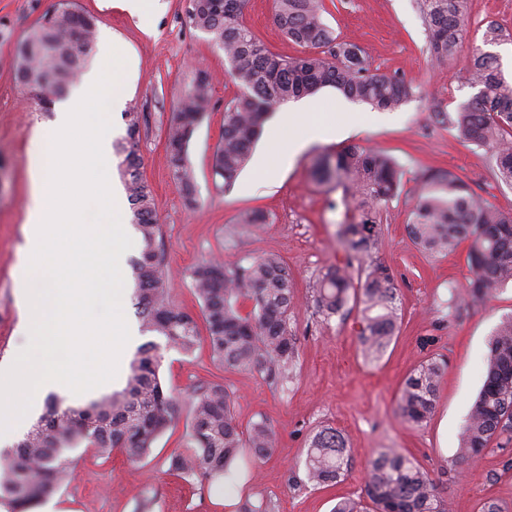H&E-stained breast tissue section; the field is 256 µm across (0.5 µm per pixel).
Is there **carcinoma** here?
Listing matches in <instances>:
<instances>
[{
	"label": "carcinoma",
	"instance_id": "1",
	"mask_svg": "<svg viewBox=\"0 0 512 512\" xmlns=\"http://www.w3.org/2000/svg\"><path fill=\"white\" fill-rule=\"evenodd\" d=\"M189 19L211 35L224 51L228 74L239 93L224 106V126L213 155L215 175L229 188L249 161L268 113L275 107L333 87L347 97L379 110H394L414 94L398 75L370 68L365 50L341 42L325 23L323 0H273L274 21L301 56L271 52L243 19L244 0H192ZM469 0H418L429 33V53L443 64L457 58L468 18ZM98 19L76 0H57L16 45L14 79L24 95L42 93L39 111L66 94L96 50ZM478 93L454 112L434 113L437 123L455 129L465 140L492 149L496 178L512 185V79L498 57L477 51L468 67ZM211 76L197 70L185 89L166 136L171 174L185 205L198 207V187L188 149L201 118L210 109ZM127 138L116 145L118 168L128 195L131 223L141 238L139 256L131 260L135 300L142 330L164 338L165 346L190 354L196 344L197 321L167 298L165 255L154 197L141 171L137 153L140 115L124 113ZM312 175L323 184L355 188L357 216L338 225L337 241L344 259L318 276L313 305L329 322L357 310L356 336L365 359H380L400 324L394 276L372 254L383 227L381 210L403 190L401 170L387 153L345 146L318 155ZM410 240L429 254H440L470 241L468 263L473 277L465 297L484 301L512 285V210H502L476 194L450 171H431L414 190ZM201 301L213 361L227 370L259 374L279 385L296 366L298 338L289 328L294 307L287 263L274 255L252 257L232 266L203 260L189 274ZM250 303L249 311L243 304ZM160 344H143L131 362L122 391L84 408L62 407L51 396L46 410L11 451L0 453V502L12 512H30L36 503L58 492L69 477L79 444L109 457L114 451L141 459L169 429L176 402L163 387ZM445 369L441 359H428L405 379L397 415L408 425L427 421L435 409ZM512 443V316L498 325L485 359L483 384L461 432L456 462H472L492 442ZM277 434L264 420L240 430L230 393L221 383L192 392L190 429L184 450L170 457L171 470L202 481L235 482V461L248 448L259 460L273 455ZM352 465V450L339 430L317 432L306 450V477L314 486L334 485ZM333 512H447L431 475L396 448H384L367 464L359 499L336 503Z\"/></svg>",
	"mask_w": 512,
	"mask_h": 512
}]
</instances>
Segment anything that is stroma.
I'll use <instances>...</instances> for the list:
<instances>
[{
	"label": "stroma",
	"instance_id": "35a3bbf8",
	"mask_svg": "<svg viewBox=\"0 0 512 512\" xmlns=\"http://www.w3.org/2000/svg\"><path fill=\"white\" fill-rule=\"evenodd\" d=\"M55 2L0 0V366L9 364L25 342L17 268L31 191L29 157L35 133L50 119L18 90L14 49ZM76 2L98 17L99 34L108 35L128 62L126 102L112 110L110 119L120 139L126 135L123 110L141 114L137 149L161 225L172 302L201 318L187 277L199 261L235 263L257 254L279 255L295 281L291 326L299 356L290 378L274 388L258 374L214 365L207 335H199L190 355L166 349L161 373L177 402L171 427L139 460L119 451L105 458L83 447L73 450L69 480L53 497L56 512H137L144 500L151 501V512H227L228 499L238 504L261 501L270 512H331L339 499L361 494L368 460L385 448L399 449L427 470L449 512H480L488 498L512 512V444L488 450L471 464L454 461L462 426L483 382L489 339L502 319L512 315V286L454 310V293L472 276L466 246L432 257L413 245L405 229L414 205L410 190L434 170L451 171L490 203L512 209V185L493 175L491 149L463 140L432 117L440 109L454 111L476 94L465 67L468 56L485 46L488 22H497L505 32L504 40L490 48L512 77V0H471L462 55L441 65L430 58L416 0H324L325 21L340 40L365 49L372 68L411 82L415 95L391 111L352 101L333 88L296 100V107L309 109V146L290 167L270 174L268 162L275 150L287 147L289 133L266 120L249 164L229 187L213 172V154L224 106L238 87L227 73L223 51L191 24L189 0H157L147 22L126 10L121 0ZM243 18L270 51L301 55V47L275 23L272 0H247ZM198 65L213 81L211 109L189 145L200 197L191 211L171 175L166 132ZM348 112L356 120L353 132L333 135L334 124ZM350 144L397 158L406 186L382 210L385 233L374 252L394 276L401 323L386 354L372 363L361 356L355 317L322 322L311 302L316 277L343 258L336 226L345 213L341 191L318 184L311 166L318 154ZM253 208L267 216L258 235L237 226L239 215ZM430 358L446 362L436 408L423 425L404 424L396 413L399 388L413 368ZM210 382L223 383L231 393L241 430L263 419L278 439L270 459L244 453L241 476L230 487L189 482L169 468V458L182 448L190 426L192 391ZM324 426L344 434L354 460L343 481L316 488L306 482L304 459L312 437Z\"/></svg>",
	"mask_w": 512,
	"mask_h": 512
}]
</instances>
